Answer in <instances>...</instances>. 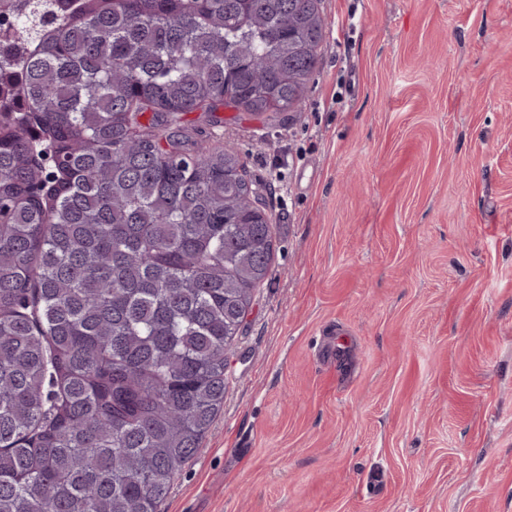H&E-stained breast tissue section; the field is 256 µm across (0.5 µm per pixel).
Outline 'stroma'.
Masks as SVG:
<instances>
[{
  "mask_svg": "<svg viewBox=\"0 0 512 512\" xmlns=\"http://www.w3.org/2000/svg\"><path fill=\"white\" fill-rule=\"evenodd\" d=\"M321 9L298 111L184 117L275 252L159 510L512 512V0Z\"/></svg>",
  "mask_w": 512,
  "mask_h": 512,
  "instance_id": "1",
  "label": "stroma"
}]
</instances>
